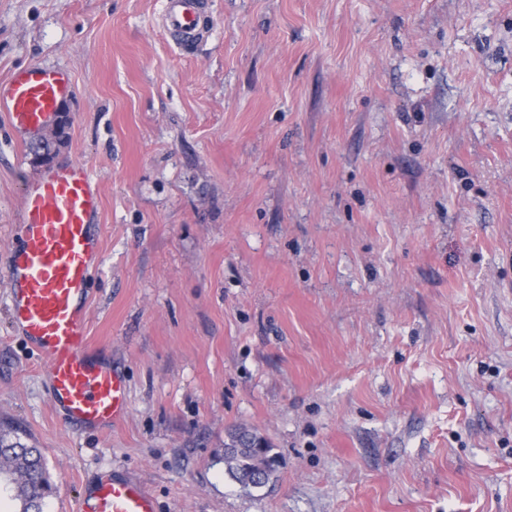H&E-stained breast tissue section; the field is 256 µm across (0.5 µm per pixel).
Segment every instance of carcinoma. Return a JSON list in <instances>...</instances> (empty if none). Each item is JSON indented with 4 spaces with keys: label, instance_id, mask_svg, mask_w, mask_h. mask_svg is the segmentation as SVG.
<instances>
[{
    "label": "carcinoma",
    "instance_id": "1",
    "mask_svg": "<svg viewBox=\"0 0 512 512\" xmlns=\"http://www.w3.org/2000/svg\"><path fill=\"white\" fill-rule=\"evenodd\" d=\"M231 451L224 456L228 475L244 487L261 488L276 470L268 441L245 428L229 432ZM14 490L17 512H30L34 501L45 500L50 482L41 449L13 440L0 428V482Z\"/></svg>",
    "mask_w": 512,
    "mask_h": 512
}]
</instances>
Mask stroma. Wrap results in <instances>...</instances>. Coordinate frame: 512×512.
Wrapping results in <instances>:
<instances>
[{
    "instance_id": "stroma-1",
    "label": "stroma",
    "mask_w": 512,
    "mask_h": 512,
    "mask_svg": "<svg viewBox=\"0 0 512 512\" xmlns=\"http://www.w3.org/2000/svg\"><path fill=\"white\" fill-rule=\"evenodd\" d=\"M0 0V81L64 70L50 164L0 117V421L44 512L101 475L159 512H512V0ZM84 163L103 262L87 336L127 381L65 424L10 327L25 185ZM264 436L261 488L224 470ZM202 0H166L163 24L176 37L177 44L187 45L197 40L201 23ZM228 435L232 448L225 455L224 465L228 475L243 487L261 488L268 483L276 470V459L271 456L268 441L257 433L245 428H235ZM238 441L243 447H235Z\"/></svg>"
}]
</instances>
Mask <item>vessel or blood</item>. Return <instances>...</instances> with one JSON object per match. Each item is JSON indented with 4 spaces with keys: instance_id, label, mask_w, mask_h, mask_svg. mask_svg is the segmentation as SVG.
Instances as JSON below:
<instances>
[{
    "instance_id": "b4317fda",
    "label": "vessel or blood",
    "mask_w": 512,
    "mask_h": 512,
    "mask_svg": "<svg viewBox=\"0 0 512 512\" xmlns=\"http://www.w3.org/2000/svg\"><path fill=\"white\" fill-rule=\"evenodd\" d=\"M202 9V0H165L163 24L178 44L197 40ZM73 91L66 73L29 66L0 82V112L14 130L33 134ZM98 208L84 164L31 180L6 271L11 326L44 364L56 411L66 423L104 431L124 418L127 393L121 373L94 355L85 332L89 276L102 253L90 225ZM77 512H157V506L138 479L107 474L85 492Z\"/></svg>"
}]
</instances>
